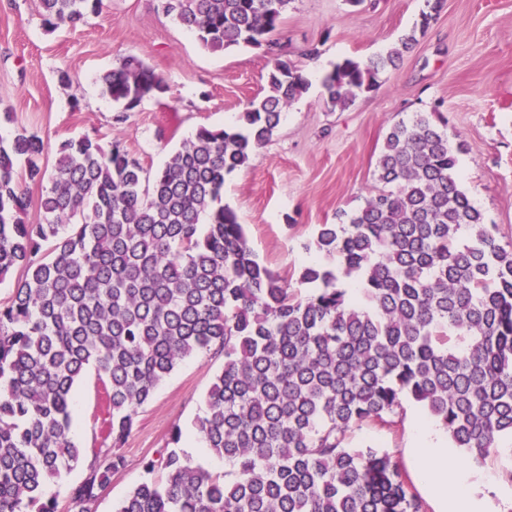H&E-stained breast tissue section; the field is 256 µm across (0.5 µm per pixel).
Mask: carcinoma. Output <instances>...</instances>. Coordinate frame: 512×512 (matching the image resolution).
I'll use <instances>...</instances> for the list:
<instances>
[{
    "label": "carcinoma",
    "instance_id": "cac0c4a2",
    "mask_svg": "<svg viewBox=\"0 0 512 512\" xmlns=\"http://www.w3.org/2000/svg\"><path fill=\"white\" fill-rule=\"evenodd\" d=\"M213 52L265 48L266 93L232 128L201 126L148 174L119 139L45 144L0 135V282L26 272L0 307V512H92L124 466L114 451L138 409L190 356L224 358L196 422L219 476L171 449L148 459L164 478L134 487L115 512H427L398 457L349 447L364 423L396 424L403 400L439 420L452 447L480 461L512 437V242L462 190L448 120L417 113L389 129L364 204L318 228L320 259L302 296L259 263L225 177L249 165L307 89L274 38L293 0H158ZM425 32L443 0H426ZM44 25L75 28L103 0H41ZM415 37L323 79L344 109L373 91ZM123 111L166 92L129 55L99 76ZM47 183L38 218L27 181ZM207 217L205 230L199 229ZM102 382L105 450L71 433L74 386ZM65 507L47 480L86 455Z\"/></svg>",
    "mask_w": 512,
    "mask_h": 512
}]
</instances>
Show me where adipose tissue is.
Instances as JSON below:
<instances>
[{
    "label": "adipose tissue",
    "mask_w": 512,
    "mask_h": 512,
    "mask_svg": "<svg viewBox=\"0 0 512 512\" xmlns=\"http://www.w3.org/2000/svg\"><path fill=\"white\" fill-rule=\"evenodd\" d=\"M412 477L434 512H474L475 503L467 488V475L452 463L448 434L434 420L413 424L410 429Z\"/></svg>",
    "instance_id": "ef3b65f1"
}]
</instances>
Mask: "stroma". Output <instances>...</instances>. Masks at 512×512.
<instances>
[{"mask_svg": "<svg viewBox=\"0 0 512 512\" xmlns=\"http://www.w3.org/2000/svg\"><path fill=\"white\" fill-rule=\"evenodd\" d=\"M101 14L74 29L48 30L40 0H0V110L37 133L52 165L57 146L82 135L102 144L121 139L148 171L202 126H234L248 103L261 97L271 67L260 48L212 53L158 9V0H103ZM423 0H293L276 37L283 59L308 70L307 50L323 66L306 93L282 114L272 139L257 149L247 168L227 175L224 205L246 228L258 261L289 288L308 287L299 272L314 250L317 225L333 224L375 193L379 151L390 126L418 112L439 111L457 153L462 189L484 215L512 237V0H444L437 19L378 87L359 95L346 110L327 106L322 80L337 62L367 61L385 54L412 29ZM135 55L163 78L161 98L122 113L103 95L100 73ZM71 82L61 85L59 72ZM222 359L205 355L179 363L138 414L122 445L123 468L93 512H114L145 477L147 459L158 457L173 427L195 436L205 396ZM421 409L404 405L401 423L365 425L349 444H372L403 456L408 430ZM102 397L94 370L75 388L73 434L82 447L101 444ZM483 512H512V455L484 462L461 459Z\"/></svg>", "mask_w": 512, "mask_h": 512, "instance_id": "35a3bbf8", "label": "stroma"}]
</instances>
